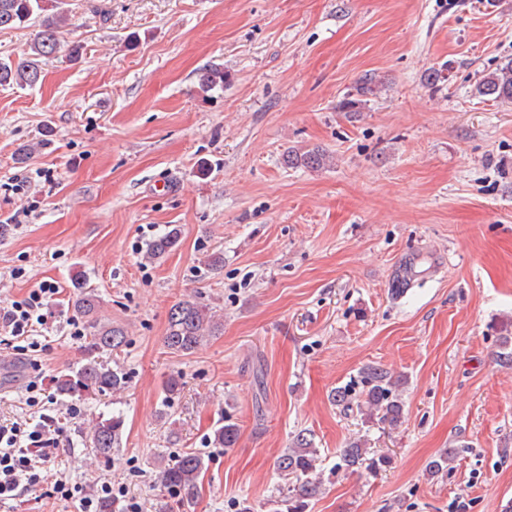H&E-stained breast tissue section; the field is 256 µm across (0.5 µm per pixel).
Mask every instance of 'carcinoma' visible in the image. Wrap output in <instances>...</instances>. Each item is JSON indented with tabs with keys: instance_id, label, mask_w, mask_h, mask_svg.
I'll list each match as a JSON object with an SVG mask.
<instances>
[{
	"instance_id": "carcinoma-1",
	"label": "carcinoma",
	"mask_w": 512,
	"mask_h": 512,
	"mask_svg": "<svg viewBox=\"0 0 512 512\" xmlns=\"http://www.w3.org/2000/svg\"><path fill=\"white\" fill-rule=\"evenodd\" d=\"M33 21L40 31L29 47L26 58L18 62H0V86L36 85L42 77V61L57 55L60 49V15L49 13L48 0H0V31L16 29ZM227 73L218 66L210 67L199 76L201 90L208 92L224 86ZM376 89V78H364L358 97L348 98L340 103L344 112H358L362 105L360 97ZM481 97H491L499 102H512V59L499 68L485 74L476 86ZM327 155L318 148L306 151L291 150L287 163L295 167L317 169L325 165ZM181 230L174 226L162 236L154 239L147 248V255L160 258L179 245ZM79 293L73 303L77 314L88 319V336L82 360L68 372L55 379L56 391L68 397H99L120 392L128 387V376L119 364L109 365L103 356L121 350L127 342V331L121 325H114L100 310L97 294L81 282L75 283ZM220 323L207 305L194 298H185L174 305L168 313V327L165 347L173 354L193 353L204 341L216 334ZM183 381L180 375L171 374L164 382L165 402H170L180 394ZM396 382L389 372L380 366H369L363 371L361 395L352 396L349 389L337 390L333 400L348 409L356 407L369 418L396 426L403 417V402L395 394ZM123 414L114 413L108 418H100L89 430L91 454L106 462L120 447L124 432ZM240 429L224 417V424L213 431L212 444L216 448H231L238 441ZM319 450L315 447L312 435L300 432L277 461V470L285 479H295L288 494L271 501L272 512H306L308 500L319 491L320 481L316 473ZM389 459L383 455L367 458V449L361 442L353 441L342 449L337 468L356 471L364 466L378 472L388 466ZM205 471L203 457L195 452H184L161 466L160 483L172 492L184 495L191 501L197 493V484Z\"/></svg>"
}]
</instances>
